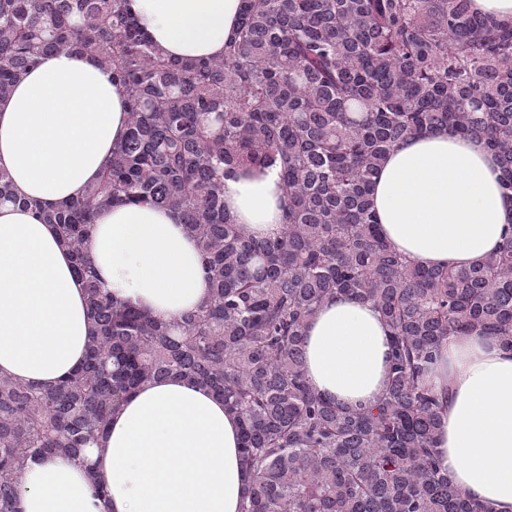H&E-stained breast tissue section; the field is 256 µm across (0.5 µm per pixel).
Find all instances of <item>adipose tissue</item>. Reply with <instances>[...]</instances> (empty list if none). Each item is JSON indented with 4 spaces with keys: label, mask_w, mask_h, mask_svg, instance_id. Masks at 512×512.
I'll use <instances>...</instances> for the list:
<instances>
[{
    "label": "adipose tissue",
    "mask_w": 512,
    "mask_h": 512,
    "mask_svg": "<svg viewBox=\"0 0 512 512\" xmlns=\"http://www.w3.org/2000/svg\"><path fill=\"white\" fill-rule=\"evenodd\" d=\"M166 56L224 53L241 0H133ZM127 94L97 57L42 56L0 98V169L14 191L52 207L100 180L127 131ZM483 140L447 130L395 146L374 181L386 241L428 267L482 263L512 237V199ZM224 203L247 235L280 233L285 198L275 168L224 172ZM113 296L167 323L209 296L197 240L179 215L150 204L102 209L88 243ZM96 333L83 282L55 225L0 204V375L47 390L83 363ZM387 328L371 304L327 299L305 336L306 374L336 403L372 402L389 369ZM442 402L438 460L488 512H512V350L475 333L451 337L430 378ZM237 418L209 388L172 375L137 387L86 451L28 462L18 512H241L253 473ZM104 486L108 500L95 495Z\"/></svg>",
    "instance_id": "adipose-tissue-1"
}]
</instances>
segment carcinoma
I'll use <instances>...</instances> for the list:
<instances>
[{
	"instance_id": "1",
	"label": "carcinoma",
	"mask_w": 512,
	"mask_h": 512,
	"mask_svg": "<svg viewBox=\"0 0 512 512\" xmlns=\"http://www.w3.org/2000/svg\"><path fill=\"white\" fill-rule=\"evenodd\" d=\"M241 2L224 55L179 62L132 0H0V97L59 49L97 57L128 94L127 135L82 198L44 208L0 171V203L57 226L97 326L54 388L0 376V512H16L27 459L81 458L132 390L169 375L237 415L254 475L243 512H484L438 464L426 377L451 336L512 349V238L471 268L414 264L383 238L371 188L396 144L445 128L484 141L512 198V25L471 0ZM269 165L285 224L258 240L225 211L224 167ZM114 203L173 210L200 245L209 297L175 333L102 286L88 232ZM334 294L389 329L387 385L368 405L308 383L305 328Z\"/></svg>"
}]
</instances>
